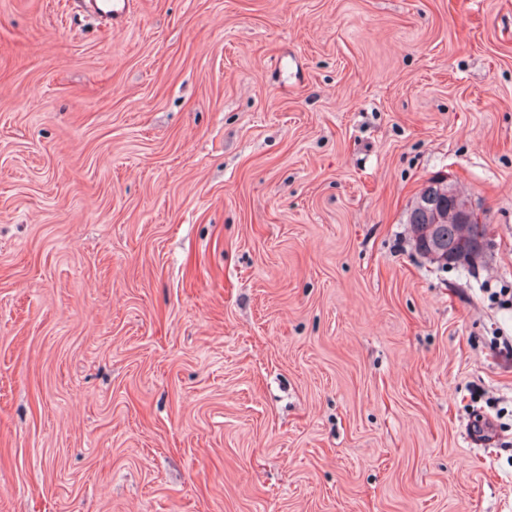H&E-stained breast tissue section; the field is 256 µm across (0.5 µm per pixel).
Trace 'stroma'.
Masks as SVG:
<instances>
[{
    "instance_id": "35a3bbf8",
    "label": "stroma",
    "mask_w": 512,
    "mask_h": 512,
    "mask_svg": "<svg viewBox=\"0 0 512 512\" xmlns=\"http://www.w3.org/2000/svg\"><path fill=\"white\" fill-rule=\"evenodd\" d=\"M511 297L512 0H0V512H512ZM133 0H112L99 4V0H82L81 8L94 16L101 26L115 27L122 25L133 9ZM444 179L443 177H437L429 181L448 186L446 191L442 188L438 190V186L435 189L438 190L439 194H444L448 197V201L451 204L448 212L454 216L455 222L458 224H469L467 231L471 238L466 234H460L455 239L459 234L458 224H454L451 221L444 222L448 219V214L441 206H437L436 194L428 187V183L416 198L415 206L417 209L415 206H412L410 210L408 224H412L413 232L415 224H419L414 237L418 243L421 255L443 268H447V266L458 267L461 263L466 262V256L468 260L472 261L482 258L487 251L486 224H480L479 222L470 224L477 217L471 198L456 185L450 184ZM419 210L425 214L426 221L424 215ZM441 222L444 223L438 224ZM434 229L435 234L441 239L435 236ZM446 240L452 242L448 244ZM416 242L413 241L415 250H417Z\"/></svg>"
}]
</instances>
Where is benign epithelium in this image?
<instances>
[{
    "mask_svg": "<svg viewBox=\"0 0 512 512\" xmlns=\"http://www.w3.org/2000/svg\"><path fill=\"white\" fill-rule=\"evenodd\" d=\"M415 206L426 216L425 223L418 225L415 233L419 253L426 259L445 268L483 257L488 247L484 241L461 234L449 243L434 234L436 225L446 221L450 214L458 224H469L477 217L471 198L460 188L450 184L447 189L435 192L426 186L418 194Z\"/></svg>",
    "mask_w": 512,
    "mask_h": 512,
    "instance_id": "benign-epithelium-1",
    "label": "benign epithelium"
}]
</instances>
